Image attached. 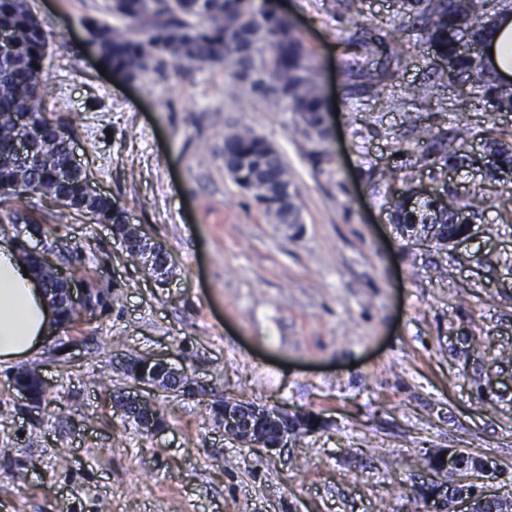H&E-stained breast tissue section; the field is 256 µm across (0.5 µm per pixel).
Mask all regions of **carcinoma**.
<instances>
[{"label": "carcinoma", "mask_w": 512, "mask_h": 512, "mask_svg": "<svg viewBox=\"0 0 512 512\" xmlns=\"http://www.w3.org/2000/svg\"><path fill=\"white\" fill-rule=\"evenodd\" d=\"M490 0H396L397 14L408 22L396 28L407 36L406 44H429L442 56L455 60V74L469 82V96L492 99L500 111L512 112V88L496 84V78L480 69L463 44L481 42L491 33L486 16ZM112 21L85 19V49L102 68L138 79L168 66L175 74L222 67L241 97L262 100L292 113L294 131L313 145L307 156L313 167L329 163L318 149L325 139L320 126L325 101L311 51L296 35L293 25L271 0H112ZM0 31L11 42L0 47V187L19 199L38 194L58 207V223L75 213L92 211L112 225L115 235L131 234L125 211L109 197L87 198L83 179L58 138L56 127L42 117L41 88L47 41L42 21L29 0H0ZM356 49L344 53L340 71L348 94L380 93L393 81L402 56H387L370 69L380 43L369 38L353 40ZM448 71L431 72L409 88L414 99H426L442 84ZM29 140L31 155L15 158V141ZM496 147L494 169L512 171V134L487 139ZM428 163L435 175L445 179L448 165L467 160L459 150L441 139ZM224 171L251 194L270 223L301 219L297 197L288 202V213L276 206L272 187L294 185L292 173L278 150L249 128L232 127L224 134ZM398 224L435 219L431 202L415 210L410 199L396 196L388 201ZM436 245L447 247L448 239L462 228L441 217Z\"/></svg>", "instance_id": "cac0c4a2"}]
</instances>
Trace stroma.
Masks as SVG:
<instances>
[{
  "label": "stroma",
  "mask_w": 512,
  "mask_h": 512,
  "mask_svg": "<svg viewBox=\"0 0 512 512\" xmlns=\"http://www.w3.org/2000/svg\"><path fill=\"white\" fill-rule=\"evenodd\" d=\"M112 0H30L48 55L43 117L63 126L94 186L171 256L158 285L122 253L111 225L78 214L58 224L32 195L20 209L60 244L77 280L109 290L96 313L43 342L25 367L47 391L37 412L0 365V512H415L422 458L454 448L493 459L512 478V212L480 211L471 235L440 249L411 242L386 201L431 137L409 131L408 111L462 148L512 131V112L459 104L449 75L432 102L412 107L410 85L438 65L430 45L406 55L387 94L348 95L338 67L350 39L370 32L395 49V0H362L356 18L331 0H278L311 50L328 100L329 165L314 168L291 113L244 105L220 69L149 72L130 82L101 74L83 46L82 19L108 18ZM274 144L292 172L298 224H272L224 171L230 127ZM397 172L378 182L370 170ZM447 188L461 205L512 195L462 167ZM482 343L472 350V339ZM69 352H60L61 343ZM159 356L185 367L200 390L162 392L164 420L142 432L112 403L131 389L120 363ZM227 398L318 417L319 429L274 451L225 436Z\"/></svg>",
  "instance_id": "stroma-1"
}]
</instances>
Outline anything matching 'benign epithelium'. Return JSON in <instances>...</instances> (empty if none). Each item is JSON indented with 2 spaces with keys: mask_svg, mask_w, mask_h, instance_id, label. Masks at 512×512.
Wrapping results in <instances>:
<instances>
[{
  "mask_svg": "<svg viewBox=\"0 0 512 512\" xmlns=\"http://www.w3.org/2000/svg\"><path fill=\"white\" fill-rule=\"evenodd\" d=\"M412 200L426 199L432 201L433 211L437 214L448 211L451 204L448 196L433 192L420 185L406 191ZM132 243L144 268L155 277L167 274L169 262L159 259L161 244L151 240L142 229L132 226ZM29 259L36 260L32 271L39 279L41 287L51 295L56 310L69 309L83 313H93L102 306L103 300L93 295L64 272L59 263V253L52 247L41 250H27ZM126 364H136L141 369L136 383L143 386V392L127 393L122 396L120 405L125 416L133 420L139 428L154 433L160 429L156 403L150 394L153 388L165 389L191 395L193 388L184 373L174 369L161 358H129ZM40 374L31 368L22 369L17 391L32 410L40 408L38 402L27 388L26 383ZM305 421V416L291 415L280 408H269L254 403L226 399L224 400V433L251 447H265L274 450L283 447L294 431ZM272 428L277 433L276 442H269L266 429ZM442 465L430 469L425 480L414 486V490L423 487H437V494L427 500V512H483L486 503L501 501L512 497L499 494L493 490L499 476L491 467L475 470V474L461 472L455 463V456L443 448L436 451Z\"/></svg>",
  "mask_w": 512,
  "mask_h": 512,
  "instance_id": "obj_1",
  "label": "benign epithelium"
}]
</instances>
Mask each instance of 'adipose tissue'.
I'll use <instances>...</instances> for the list:
<instances>
[{
  "instance_id": "adipose-tissue-1",
  "label": "adipose tissue",
  "mask_w": 512,
  "mask_h": 512,
  "mask_svg": "<svg viewBox=\"0 0 512 512\" xmlns=\"http://www.w3.org/2000/svg\"><path fill=\"white\" fill-rule=\"evenodd\" d=\"M19 244L0 235V364L35 356L58 316L50 295L25 275Z\"/></svg>"
}]
</instances>
